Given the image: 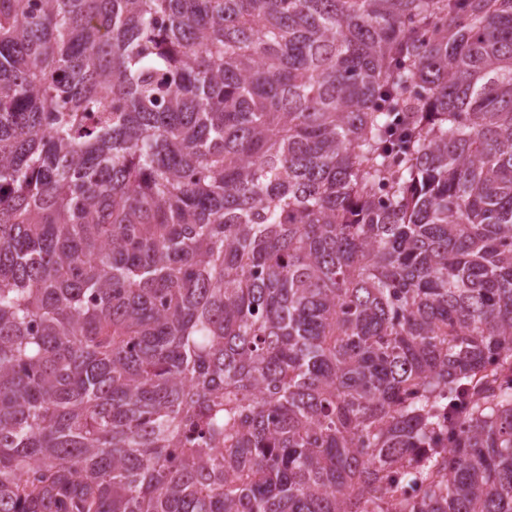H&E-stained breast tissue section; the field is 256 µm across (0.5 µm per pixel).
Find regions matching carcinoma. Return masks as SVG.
<instances>
[{"label":"carcinoma","instance_id":"cac0c4a2","mask_svg":"<svg viewBox=\"0 0 512 512\" xmlns=\"http://www.w3.org/2000/svg\"><path fill=\"white\" fill-rule=\"evenodd\" d=\"M0 512H512V0H0Z\"/></svg>","mask_w":512,"mask_h":512}]
</instances>
